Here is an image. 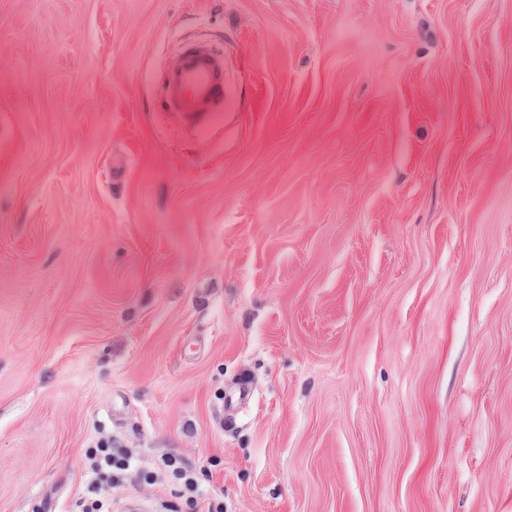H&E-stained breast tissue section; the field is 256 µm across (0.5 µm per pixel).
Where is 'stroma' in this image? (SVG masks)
<instances>
[{
  "label": "stroma",
  "instance_id": "stroma-1",
  "mask_svg": "<svg viewBox=\"0 0 512 512\" xmlns=\"http://www.w3.org/2000/svg\"><path fill=\"white\" fill-rule=\"evenodd\" d=\"M101 439L224 512H512V0H0V512ZM160 90L165 106L207 134L229 112L223 56L205 46L187 44L163 70Z\"/></svg>",
  "mask_w": 512,
  "mask_h": 512
}]
</instances>
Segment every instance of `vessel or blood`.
<instances>
[{
    "label": "vessel or blood",
    "mask_w": 512,
    "mask_h": 512,
    "mask_svg": "<svg viewBox=\"0 0 512 512\" xmlns=\"http://www.w3.org/2000/svg\"><path fill=\"white\" fill-rule=\"evenodd\" d=\"M165 106L191 123L197 133L222 125L229 109L222 55L208 47L187 44L160 76Z\"/></svg>",
    "instance_id": "1"
}]
</instances>
